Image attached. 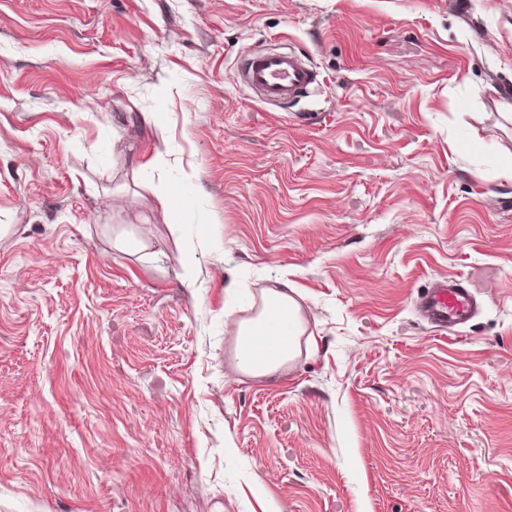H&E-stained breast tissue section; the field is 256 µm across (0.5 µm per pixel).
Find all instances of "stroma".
<instances>
[{
    "label": "stroma",
    "instance_id": "stroma-1",
    "mask_svg": "<svg viewBox=\"0 0 512 512\" xmlns=\"http://www.w3.org/2000/svg\"><path fill=\"white\" fill-rule=\"evenodd\" d=\"M511 161L512 0H0V512H512ZM243 81L265 103H288L317 89V76L294 52H253L244 63ZM419 309L433 325L466 323L473 310L472 291L455 278L441 277L421 297ZM282 286L267 289L255 317L234 323L236 364L246 375H274L299 351V337L304 333L300 307L288 293L293 292L288 282Z\"/></svg>",
    "mask_w": 512,
    "mask_h": 512
}]
</instances>
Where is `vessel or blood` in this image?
Wrapping results in <instances>:
<instances>
[{
    "instance_id": "vessel-or-blood-1",
    "label": "vessel or blood",
    "mask_w": 512,
    "mask_h": 512,
    "mask_svg": "<svg viewBox=\"0 0 512 512\" xmlns=\"http://www.w3.org/2000/svg\"><path fill=\"white\" fill-rule=\"evenodd\" d=\"M243 81L265 103H285L317 89V76L292 52H253L244 63ZM419 309L434 325L464 323L473 310L472 292L452 277L436 279L421 297Z\"/></svg>"
}]
</instances>
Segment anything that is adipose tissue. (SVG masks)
Segmentation results:
<instances>
[{
  "label": "adipose tissue",
  "instance_id": "obj_1",
  "mask_svg": "<svg viewBox=\"0 0 512 512\" xmlns=\"http://www.w3.org/2000/svg\"><path fill=\"white\" fill-rule=\"evenodd\" d=\"M303 332L293 296L283 287L267 289L257 315L235 324L238 369L253 377L276 374L297 355Z\"/></svg>",
  "mask_w": 512,
  "mask_h": 512
}]
</instances>
